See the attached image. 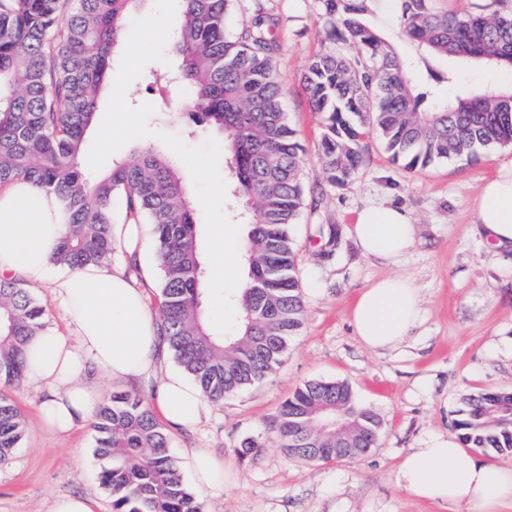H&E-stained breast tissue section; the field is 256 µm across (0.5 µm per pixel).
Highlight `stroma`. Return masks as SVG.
<instances>
[{
	"label": "stroma",
	"mask_w": 512,
	"mask_h": 512,
	"mask_svg": "<svg viewBox=\"0 0 512 512\" xmlns=\"http://www.w3.org/2000/svg\"><path fill=\"white\" fill-rule=\"evenodd\" d=\"M274 22L278 43L274 66L289 125L305 149L302 181L313 190L323 181L318 161L321 118L301 84L308 60L321 46L316 0H239L227 25H250L255 9ZM398 0H369L367 23L403 58L418 56L417 45L398 26ZM173 64L148 63L126 91L129 105L151 103L153 134L141 145L161 148L157 132L202 145L208 129L196 125L179 96L160 99L155 84ZM366 161L345 187L318 202H306L290 228L298 255L304 303L301 330L290 338L280 367L264 381L211 404L206 419L188 433L169 434L170 451L181 460L187 448H207L236 472L224 491L198 486L188 468L182 480L202 512H445L401 492L396 472L408 449L432 437L456 438L453 426L460 398L481 391H512V252L495 250L477 232L475 198L495 167L512 159V146L484 149L478 162H439L407 169L393 161L377 136H369ZM387 201L404 207L418 226L415 246L386 261L364 255L352 235L358 209ZM336 228V250L325 255L319 229ZM141 256L133 278L156 305L159 270L152 224L142 226ZM388 275L419 288L422 322L399 348L373 351L355 336L348 320L358 292ZM309 380L347 382L357 400L373 410L383 428L377 448L353 460L307 461L287 455L269 431L279 405ZM9 392L25 417V433L10 460L0 464V512H49L56 498L85 495L95 512H112V496L99 480L92 422L68 435L40 422L43 389L30 381ZM263 441L260 455L246 459L245 439Z\"/></svg>",
	"instance_id": "stroma-1"
}]
</instances>
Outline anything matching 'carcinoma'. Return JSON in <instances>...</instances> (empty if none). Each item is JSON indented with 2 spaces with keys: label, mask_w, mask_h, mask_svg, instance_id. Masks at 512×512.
<instances>
[{
  "label": "carcinoma",
  "mask_w": 512,
  "mask_h": 512,
  "mask_svg": "<svg viewBox=\"0 0 512 512\" xmlns=\"http://www.w3.org/2000/svg\"><path fill=\"white\" fill-rule=\"evenodd\" d=\"M149 2L0 0V186L25 180L58 196L68 230L54 261L63 268L112 261L115 195L124 196L127 217H146L161 272V332L204 396L219 401L275 371L303 324L289 227L305 205L304 148L283 109L271 17L259 9L249 26L232 33L227 19L239 0H178L182 21L171 48L179 65L162 88L188 89L189 111L223 136L228 190L246 226L239 316L223 334L204 306L196 207L178 162L136 148L92 181L78 166L126 22ZM318 2L323 49L308 61L302 85L324 123L318 154L324 187L342 188L354 178L372 130L410 169L476 160L487 147L512 145V89L473 87L466 79L474 66H512V0H474L466 12L441 10L438 0H400L402 35L423 55L451 62L446 72L428 67L423 76L366 23L367 0ZM349 45L358 54L346 53ZM445 79L461 92L432 112L420 111ZM47 315V305L18 280L0 279L1 385L26 376L30 346ZM324 404L339 408L350 424L340 451L336 435L317 427ZM272 426L288 455L309 461L360 457L381 433L379 417L344 381L305 382L281 404ZM454 426L463 447L512 455V392L464 397ZM93 430L99 478L115 512H201L180 478L166 429L140 398L112 394ZM24 431L22 412L1 391V463Z\"/></svg>",
  "instance_id": "cac0c4a2"
}]
</instances>
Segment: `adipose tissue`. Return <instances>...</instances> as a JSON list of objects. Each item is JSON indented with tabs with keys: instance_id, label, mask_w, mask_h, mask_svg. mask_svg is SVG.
Segmentation results:
<instances>
[{
	"instance_id": "adipose-tissue-1",
	"label": "adipose tissue",
	"mask_w": 512,
	"mask_h": 512,
	"mask_svg": "<svg viewBox=\"0 0 512 512\" xmlns=\"http://www.w3.org/2000/svg\"><path fill=\"white\" fill-rule=\"evenodd\" d=\"M480 232L496 248L512 250V160L497 166L475 202ZM67 231L60 199L18 180L0 187V278L35 286L51 282L53 303L66 329L44 330L32 343L35 360L27 374L46 395L47 427L70 432L90 419L102 395L88 377L115 381H156L153 400L169 428L184 431L208 414V402L188 379L167 368L168 345L143 288L120 267L89 264L52 274L51 256ZM361 250L394 259L415 243L417 226L394 205L361 208L352 229ZM421 298L408 280L387 276L363 288L350 312L351 326L369 349L399 347L420 321ZM184 457L198 485L220 489L230 471L206 448H188ZM396 483L406 495L454 512H505L512 508V468L481 460L460 443L436 437L405 454Z\"/></svg>"
}]
</instances>
